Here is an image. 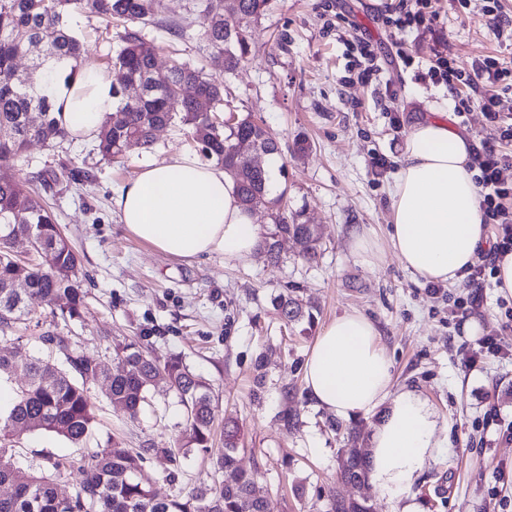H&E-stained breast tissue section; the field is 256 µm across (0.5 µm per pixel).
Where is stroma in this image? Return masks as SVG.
Wrapping results in <instances>:
<instances>
[{"mask_svg": "<svg viewBox=\"0 0 512 512\" xmlns=\"http://www.w3.org/2000/svg\"><path fill=\"white\" fill-rule=\"evenodd\" d=\"M197 0H163L155 23L141 33L159 47V68L172 62L209 66L202 39L206 20ZM384 0H269L264 15L248 28L251 52L235 75L225 78L224 111L253 115L277 140L286 167L275 190L289 211L318 225L322 251L312 263L299 259L292 241L281 243L282 261L268 265L262 253L250 260L221 256L175 260L127 235L112 205L114 190L135 179L143 163L162 162L191 152L187 130L160 129L151 148H131L122 162L107 163L93 142L64 141L53 148L31 144V171L55 172L51 210L93 280L82 321L63 322L42 314L38 325L21 331L0 351L43 352L41 335L70 337L87 356L112 361L109 346L134 337L153 356L183 357L211 385L220 417L239 427L240 467L257 476L255 490L271 512H326V493L364 499L374 512H394L368 483L342 481V449L365 448L378 413L344 421L318 408L303 382V365L320 330L345 311L356 309L375 325L393 361L394 390L419 391L448 427V446L427 465L410 495L421 512H512V437L498 419L512 420V357L482 355L478 342L449 324L448 304L466 296L465 283L444 285L431 294L425 283L385 252L377 266L360 265L348 243L352 228H370L385 240L390 222V190L412 126L434 112L449 113L456 131L473 143L489 138L480 111L466 121L454 117L447 89L415 80L397 56L410 47L421 59L433 50L470 68L493 55L512 68V38L497 37L479 7L463 12L454 0H434L439 19L434 34L385 28L376 7ZM73 35L87 61L104 67L116 50L122 23L74 12ZM370 38L382 59L379 82L346 78L345 39ZM312 145L292 158L296 138ZM389 168L374 175L373 155ZM90 172L87 182L68 172ZM295 291L315 308L313 323H286L275 296ZM487 307L477 323L512 349V321L497 306L501 293L488 284ZM86 387L97 414L93 443L111 436L129 447L147 449L145 470L158 498L186 495L211 481L213 463L199 453L169 461L163 453L177 439L183 408L165 382L152 388L136 420L111 407L101 385ZM304 482V496L293 491Z\"/></svg>", "mask_w": 512, "mask_h": 512, "instance_id": "obj_1", "label": "stroma"}]
</instances>
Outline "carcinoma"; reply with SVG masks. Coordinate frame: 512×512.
Wrapping results in <instances>:
<instances>
[{"instance_id": "cac0c4a2", "label": "carcinoma", "mask_w": 512, "mask_h": 512, "mask_svg": "<svg viewBox=\"0 0 512 512\" xmlns=\"http://www.w3.org/2000/svg\"><path fill=\"white\" fill-rule=\"evenodd\" d=\"M267 3L238 0L239 18L230 24L224 19V0H200L202 13L209 20L204 37L211 49V63L224 75L234 74L251 53L247 28L263 15ZM78 9L127 24L108 67L118 106L100 127L95 141L97 154L108 161L118 159L131 139L149 148L155 129L165 124L187 126L193 137L205 127L210 133L197 142L200 151L232 178L245 210L261 209L270 217L273 229L263 246L267 261L272 265L279 262L280 237L294 240L302 258L315 259L321 245L317 227L302 222L298 213L288 214L283 196H271L265 169L249 162L257 151L268 156L279 154L278 144L250 115L232 126L215 120L224 105V81L202 67L180 63L167 69L164 80L155 78V48L136 27L154 21L162 0H0V340H9L20 325L31 322L41 310L48 308L52 317L70 322L80 320L87 308L86 275L80 258L44 201V192L57 175H20L31 143L52 147L68 137L55 118L62 107L37 86L35 76L43 73L48 82L61 77L67 84L83 67L82 45L66 24L68 15ZM36 44L40 52L30 57L24 73L18 62L29 57ZM134 81L143 86V93L131 102L124 94V85ZM184 82L194 86L195 95L183 100L181 112L176 113L160 88L164 83ZM33 112L41 116L36 127L27 123V115ZM17 214L26 218L36 261L20 262L12 253L7 225ZM15 279L27 284L21 296L6 288ZM59 294L67 298L62 307L53 305ZM274 303L290 322L313 319L303 300L292 293L278 295ZM43 340L56 352L42 357L20 352L0 354V380L22 373L10 406L0 408V482H9L11 488L6 497H0V512H270L268 501L255 493L254 474L238 466V428L231 420L224 421V450L214 461L220 478L177 499L156 497L152 480L142 467L143 452L126 447L117 437L103 448L89 449L74 464L48 457L45 468L35 471L13 460L4 442L21 431L53 434L76 446L92 436L95 414L85 379L97 374L109 403L132 419L146 403L154 381L162 378L186 413L179 446L162 452L174 461L179 455L210 448L215 420L210 388L180 357L159 360L133 343L115 342L113 367L102 370L66 337L48 334ZM366 457L358 448L348 449L342 469L344 481L360 483L367 479ZM74 466L81 475L79 482L69 490L61 488L51 472ZM327 498V512H373L364 500L333 494Z\"/></svg>"}]
</instances>
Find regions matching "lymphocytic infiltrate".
Wrapping results in <instances>:
<instances>
[{
  "label": "lymphocytic infiltrate",
  "mask_w": 512,
  "mask_h": 512,
  "mask_svg": "<svg viewBox=\"0 0 512 512\" xmlns=\"http://www.w3.org/2000/svg\"><path fill=\"white\" fill-rule=\"evenodd\" d=\"M438 13L433 0H388L380 11L387 28H397L415 37L431 32ZM348 72L364 84L378 80L382 67L373 43L360 35L348 42ZM399 57L404 68L414 70L415 77L448 88L454 98V112L466 118L480 110L493 130L491 139L482 141L472 153L473 179L479 190L483 225H495L497 234L487 251L479 252L469 267L470 292L462 302L463 316L480 312L487 303L482 289L488 276L494 275L498 262L512 254V69L499 58L485 55L473 61L470 69L455 67L442 52H435L427 68L417 69L416 58L403 49Z\"/></svg>",
  "instance_id": "obj_1"
}]
</instances>
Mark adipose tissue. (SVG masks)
I'll use <instances>...</instances> for the list:
<instances>
[{
	"label": "adipose tissue",
	"instance_id": "adipose-tissue-1",
	"mask_svg": "<svg viewBox=\"0 0 512 512\" xmlns=\"http://www.w3.org/2000/svg\"><path fill=\"white\" fill-rule=\"evenodd\" d=\"M47 92L62 104L57 118L77 141L96 137L118 105L111 78L92 65L69 84H51ZM471 153L447 120L428 117L415 124L391 190L387 241L379 243L368 228L355 229L352 255L371 266L387 245L425 281L459 282L485 241ZM112 204L128 235L173 259L221 255L246 261L258 246L259 227L241 207L230 176L190 153L143 164ZM391 369L373 322L351 310L322 328L303 373L316 406L342 420L380 410L369 440L370 481L383 498L400 505V512H420L410 491L443 444L440 423L416 390L393 392Z\"/></svg>",
	"mask_w": 512,
	"mask_h": 512
}]
</instances>
